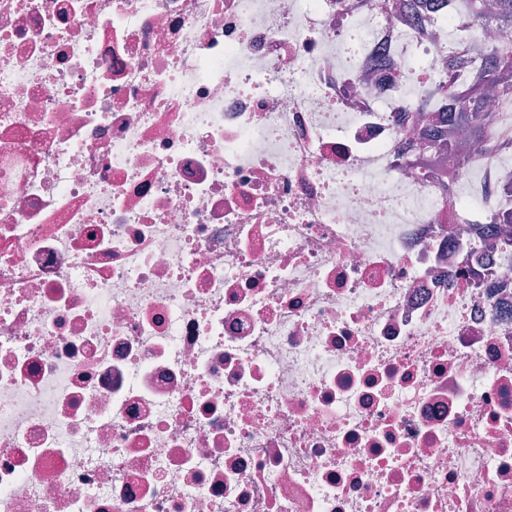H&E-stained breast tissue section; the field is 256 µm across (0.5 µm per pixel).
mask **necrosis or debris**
<instances>
[{"mask_svg":"<svg viewBox=\"0 0 512 512\" xmlns=\"http://www.w3.org/2000/svg\"><path fill=\"white\" fill-rule=\"evenodd\" d=\"M444 0H0V512H512V152L418 168Z\"/></svg>","mask_w":512,"mask_h":512,"instance_id":"1","label":"necrosis or debris"}]
</instances>
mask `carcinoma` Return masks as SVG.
I'll list each match as a JSON object with an SVG mask.
<instances>
[{
  "label": "carcinoma",
  "instance_id": "1",
  "mask_svg": "<svg viewBox=\"0 0 512 512\" xmlns=\"http://www.w3.org/2000/svg\"><path fill=\"white\" fill-rule=\"evenodd\" d=\"M494 8L498 23L512 29V0H494ZM487 55L488 65L450 93L448 111L427 129V147L448 150V156L458 165L471 162L474 149L494 146L498 113L488 110V93L493 91L501 99L512 101V40L493 44Z\"/></svg>",
  "mask_w": 512,
  "mask_h": 512
}]
</instances>
